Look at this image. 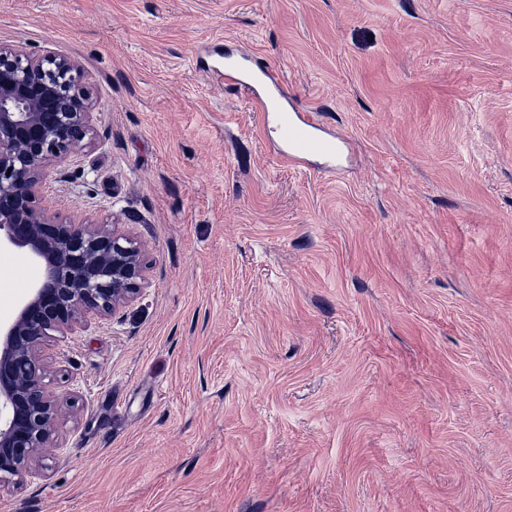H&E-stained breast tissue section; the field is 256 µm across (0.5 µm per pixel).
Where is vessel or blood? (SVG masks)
I'll use <instances>...</instances> for the list:
<instances>
[{
  "mask_svg": "<svg viewBox=\"0 0 512 512\" xmlns=\"http://www.w3.org/2000/svg\"><path fill=\"white\" fill-rule=\"evenodd\" d=\"M222 68L225 81L250 93L257 102L263 126L286 161L295 163L311 156L338 160L344 156L345 140L325 133L316 113L285 104L278 70L243 53L226 56Z\"/></svg>",
  "mask_w": 512,
  "mask_h": 512,
  "instance_id": "obj_1",
  "label": "vessel or blood"
}]
</instances>
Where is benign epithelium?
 I'll return each instance as SVG.
<instances>
[{
	"label": "benign epithelium",
	"instance_id": "benign-epithelium-1",
	"mask_svg": "<svg viewBox=\"0 0 512 512\" xmlns=\"http://www.w3.org/2000/svg\"><path fill=\"white\" fill-rule=\"evenodd\" d=\"M94 109L77 60L0 44V247L23 250L43 269L12 322L0 326V495L56 442L61 395L45 383L47 339L91 315L115 314L146 288L133 235L39 204L47 170L94 143Z\"/></svg>",
	"mask_w": 512,
	"mask_h": 512
}]
</instances>
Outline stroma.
<instances>
[{
    "instance_id": "1",
    "label": "stroma",
    "mask_w": 512,
    "mask_h": 512,
    "mask_svg": "<svg viewBox=\"0 0 512 512\" xmlns=\"http://www.w3.org/2000/svg\"><path fill=\"white\" fill-rule=\"evenodd\" d=\"M0 43L80 61L42 203L149 265L48 339L56 446L0 512H512V0H0ZM232 44L340 168L275 155ZM37 276L0 251V323Z\"/></svg>"
}]
</instances>
